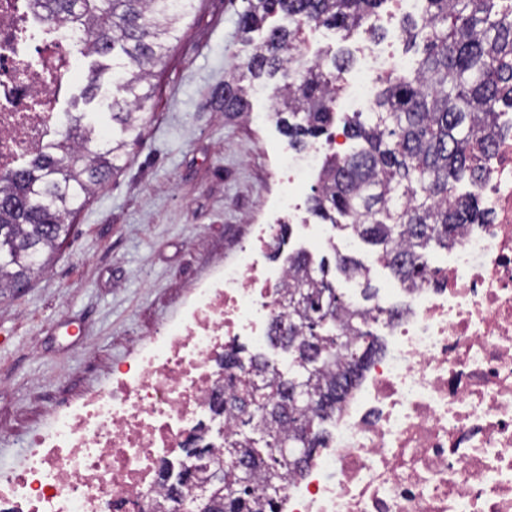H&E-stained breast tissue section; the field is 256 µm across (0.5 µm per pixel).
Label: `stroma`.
I'll use <instances>...</instances> for the list:
<instances>
[{"instance_id":"1","label":"stroma","mask_w":512,"mask_h":512,"mask_svg":"<svg viewBox=\"0 0 512 512\" xmlns=\"http://www.w3.org/2000/svg\"><path fill=\"white\" fill-rule=\"evenodd\" d=\"M243 0H197L150 79L149 114L123 170L72 219L49 268L0 297V471L52 411L106 388L216 262L233 255L277 186L275 123L222 111L246 69Z\"/></svg>"}]
</instances>
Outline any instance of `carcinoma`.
Here are the masks:
<instances>
[{"label": "carcinoma", "instance_id": "1", "mask_svg": "<svg viewBox=\"0 0 512 512\" xmlns=\"http://www.w3.org/2000/svg\"><path fill=\"white\" fill-rule=\"evenodd\" d=\"M196 0H35L50 18L75 29L85 56L112 59V85L121 96L109 104L112 134L84 112L68 113L61 139L26 166L0 176V296L44 270L57 241L65 239L69 215L81 210L97 186L125 165L130 143L147 122L148 78L162 63L179 26ZM386 0H245L239 32H265L251 46L246 72L224 81L227 114L249 111L244 81L281 77L276 116L294 146L303 136L329 131L335 118V87L349 59L316 62L289 82L301 24L322 22L344 31L365 25ZM409 44L421 46L415 70L381 81L372 122L361 113L345 132L364 146L326 158L310 198L315 216L333 228L348 227L377 249L403 284L423 277L419 262L431 242L441 249L465 224L480 217L471 195L448 198L456 183L483 177L481 156L492 143L498 108H512V13L499 0H423L422 22L408 23ZM301 117L291 124L282 114ZM291 283L284 294L292 339L269 336L288 353V376L263 354L224 356V451L207 457L185 453L205 464L192 469V482L224 500L223 512H276L285 456L311 458L322 443L321 424L346 396L357 371L379 350L365 327L338 320L347 300L329 278L330 268L346 277L363 275L348 254L315 261L303 250L288 253ZM268 386L270 399L288 404V414L307 432L298 437L259 411L242 420L238 410L252 381ZM248 448L265 458L248 486L235 489L225 460Z\"/></svg>", "mask_w": 512, "mask_h": 512}]
</instances>
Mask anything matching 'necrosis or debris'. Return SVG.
<instances>
[{
	"label": "necrosis or debris",
	"mask_w": 512,
	"mask_h": 512,
	"mask_svg": "<svg viewBox=\"0 0 512 512\" xmlns=\"http://www.w3.org/2000/svg\"><path fill=\"white\" fill-rule=\"evenodd\" d=\"M80 44L33 0H0V173L55 142L79 69ZM405 63L385 52L339 82V108L370 112L372 88ZM281 191L236 257L218 263L172 323L139 343L109 387L54 412L0 472V512H138L164 502L162 461L179 464L203 436L224 385V352L262 347L287 318L288 233L325 247L305 206L330 132L304 151L271 145ZM482 182L465 183L489 220L425 259L426 275L377 296L380 350L324 423L309 463L287 475L278 512H512V111L497 115Z\"/></svg>",
	"instance_id": "necrosis-or-debris-1"
}]
</instances>
